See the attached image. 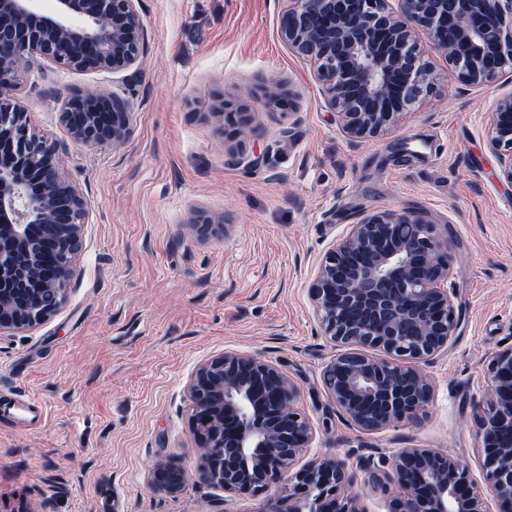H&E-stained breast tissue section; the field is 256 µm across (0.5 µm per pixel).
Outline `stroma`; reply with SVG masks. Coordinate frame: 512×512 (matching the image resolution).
<instances>
[{
    "label": "stroma",
    "mask_w": 512,
    "mask_h": 512,
    "mask_svg": "<svg viewBox=\"0 0 512 512\" xmlns=\"http://www.w3.org/2000/svg\"><path fill=\"white\" fill-rule=\"evenodd\" d=\"M282 0H141L148 59L134 90L132 135L120 150L71 141L57 113L74 89L122 91L120 76L34 66L17 96L32 127L63 150L87 201L83 248L67 301L48 322L0 336V512H268L287 484L227 492L205 465L187 382L207 358L244 351L280 367L299 389L314 438L294 462L356 463L364 451L448 452L481 478L474 408L488 363L512 347V183L486 140L487 116L512 77L470 87L430 54L442 80L395 129L350 145L310 64L279 35ZM279 80L296 107L259 89ZM250 115L257 167L232 164L207 116L215 97ZM199 205L226 234L184 230ZM424 212L451 242L460 327L423 362L433 398L417 421L367 434L336 409L322 371L337 353L308 289L324 252L363 213ZM44 410L14 424L10 402ZM191 474L169 496L152 468Z\"/></svg>",
    "instance_id": "1"
}]
</instances>
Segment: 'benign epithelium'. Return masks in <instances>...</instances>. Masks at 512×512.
<instances>
[{
	"label": "benign epithelium",
	"mask_w": 512,
	"mask_h": 512,
	"mask_svg": "<svg viewBox=\"0 0 512 512\" xmlns=\"http://www.w3.org/2000/svg\"><path fill=\"white\" fill-rule=\"evenodd\" d=\"M0 0V334L27 331L65 304L83 247L87 203L67 178L57 146L31 127L16 97L40 63L65 71H104L131 81L149 45L139 0ZM281 39L313 66L321 93L347 138L360 143L393 128L435 92L440 74L422 52L424 36L457 80L482 86L512 73V0H286ZM280 108L291 93L263 87ZM233 128L224 154L248 167L255 132L248 113L220 101L211 112ZM125 92L71 93L58 121L71 140L119 150L133 126ZM487 142L512 184V93L488 115ZM186 230L200 240L226 232L224 217L191 209ZM448 236L413 211L366 213L323 255L310 300L324 335L343 351L324 367L327 392L360 430L414 420L432 386L419 363L448 348L459 329L448 288ZM490 387L475 406L483 479L512 512V347L492 357ZM203 477L226 491H263L288 480V503L270 512H364L350 492L355 474L321 458L293 472L313 429L297 409L295 383L274 363L238 350L203 361L187 385ZM371 481L385 477L394 512H490L478 482L447 452L406 448L359 461ZM187 471L167 463L149 475L169 495Z\"/></svg>",
	"instance_id": "7a95c632"
}]
</instances>
